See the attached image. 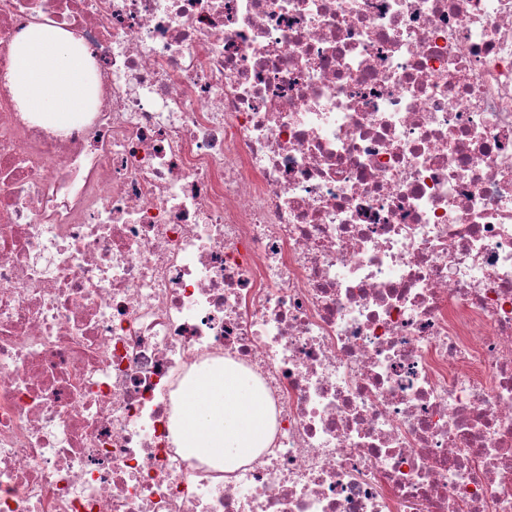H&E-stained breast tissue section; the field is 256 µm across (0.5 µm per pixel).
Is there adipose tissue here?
<instances>
[{"label":"adipose tissue","instance_id":"1","mask_svg":"<svg viewBox=\"0 0 512 512\" xmlns=\"http://www.w3.org/2000/svg\"><path fill=\"white\" fill-rule=\"evenodd\" d=\"M87 54L71 33L35 24L15 41L10 82L24 112L45 125L68 126L86 111ZM273 413L244 374L228 368L198 374L186 388L178 419L182 448L225 470L267 444Z\"/></svg>","mask_w":512,"mask_h":512}]
</instances>
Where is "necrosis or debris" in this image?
Segmentation results:
<instances>
[{
  "label": "necrosis or debris",
  "mask_w": 512,
  "mask_h": 512,
  "mask_svg": "<svg viewBox=\"0 0 512 512\" xmlns=\"http://www.w3.org/2000/svg\"><path fill=\"white\" fill-rule=\"evenodd\" d=\"M224 363L229 472L175 438ZM0 512H512V0H0ZM86 60V51L71 33L47 24L23 31L15 41L10 70L21 111L55 128L86 112ZM273 413L244 374L231 369L204 371L186 387L178 419L182 448L232 471L241 459L265 448Z\"/></svg>",
  "instance_id": "obj_1"
}]
</instances>
